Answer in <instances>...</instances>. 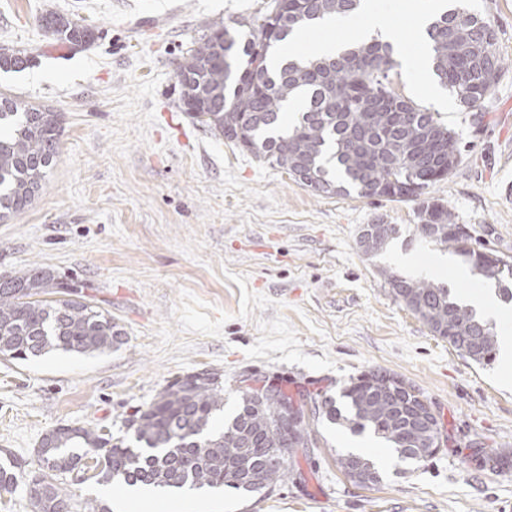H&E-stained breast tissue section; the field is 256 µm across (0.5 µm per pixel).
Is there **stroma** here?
Returning a JSON list of instances; mask_svg holds the SVG:
<instances>
[{
    "mask_svg": "<svg viewBox=\"0 0 512 512\" xmlns=\"http://www.w3.org/2000/svg\"><path fill=\"white\" fill-rule=\"evenodd\" d=\"M266 0H0V47L27 51L21 71L0 70V91L62 116L60 153L42 193L0 221V275L33 265L83 288L122 331L102 354L0 356V451L21 463L0 491V512H32L42 437L60 425L127 435L126 421L175 378L221 375L232 414L245 378H270L315 394L382 368L413 383L442 423L440 450L416 464L384 467L359 486L337 468L352 433L329 424L309 457L267 495L188 493L205 512H512V382L435 338L396 302L394 271L449 288L484 292L486 281L447 270L451 250L415 232L420 201L357 194L318 196L286 171L215 137L179 106L178 62L215 22L254 20ZM488 14L505 69L481 111L445 107L422 87L424 46L405 8L389 19L408 54L396 90L437 113L464 151L430 187L457 223L512 259V0H466ZM53 11L87 20L93 43L60 46L41 26ZM400 227L366 258L362 225Z\"/></svg>",
    "mask_w": 512,
    "mask_h": 512,
    "instance_id": "obj_1",
    "label": "stroma"
}]
</instances>
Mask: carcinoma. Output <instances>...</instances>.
Returning a JSON list of instances; mask_svg holds the SVG:
<instances>
[{"label":"carcinoma","instance_id":"1","mask_svg":"<svg viewBox=\"0 0 512 512\" xmlns=\"http://www.w3.org/2000/svg\"><path fill=\"white\" fill-rule=\"evenodd\" d=\"M359 0H295L288 11L261 22L240 20L231 31L229 55L219 43L227 25L215 22L177 66L180 106L216 137L238 129L229 142L272 167L290 171L295 159L311 165L301 185L317 195L349 194L365 198L415 201L450 175L461 161L456 134L437 114L396 92L393 46L374 41L354 46L335 58H311L273 68L269 59L288 36L328 15L346 17ZM54 39L71 49L86 45L89 23L56 12L42 16ZM432 69L439 84L470 110L493 95L504 70L495 51L492 20L464 5L435 15L426 29ZM30 56L16 50L0 56V68L25 69ZM256 65L248 79L242 72ZM0 220L25 212L39 197L60 148L61 117L51 106L0 92ZM300 103L291 127L281 126L289 103ZM418 234L448 247L477 274L495 282L500 296L512 301V261L473 245L458 231L452 212L439 203L419 210ZM395 224H367L358 235L376 238L386 249L396 238ZM52 270L32 266L0 276V353L25 360L49 350L103 352L122 343L112 316L57 283L60 297L45 299L43 279ZM391 293L459 355L488 365L496 354L493 326L475 310L459 304L450 290L387 275ZM293 397L278 386L242 390L237 411L218 422L224 411V387L217 373L203 370L164 388L145 409L127 419L137 446L112 442L94 430L57 427L38 449L42 477L31 480L27 494L32 512H71L73 504L59 477L74 471L88 454L96 456V476L104 483L163 489H223L232 493H268L297 463L298 448H317L318 425H346L383 440L403 462L430 457L441 445L440 419L423 392L385 369L364 371L341 388L339 396L313 398L314 408L302 429H295L282 400ZM339 470L362 485L380 482L374 464L353 452L336 454ZM14 461L0 465V489L18 482Z\"/></svg>","mask_w":512,"mask_h":512}]
</instances>
